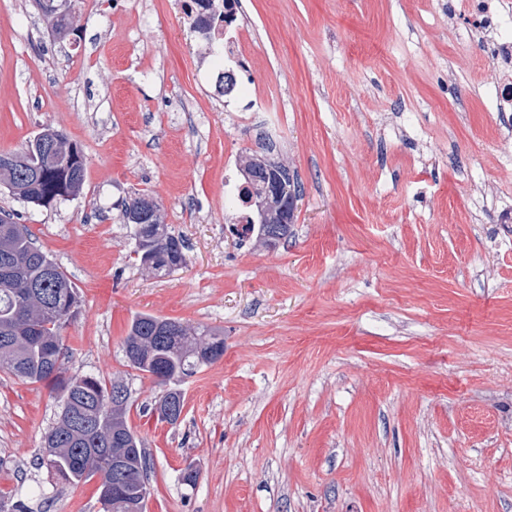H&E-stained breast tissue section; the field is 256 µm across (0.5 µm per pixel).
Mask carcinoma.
Instances as JSON below:
<instances>
[{
    "instance_id": "carcinoma-1",
    "label": "carcinoma",
    "mask_w": 512,
    "mask_h": 512,
    "mask_svg": "<svg viewBox=\"0 0 512 512\" xmlns=\"http://www.w3.org/2000/svg\"><path fill=\"white\" fill-rule=\"evenodd\" d=\"M42 13L60 31L61 0H36ZM41 138L54 145L50 156L36 163L25 153L0 166V185L16 198L47 207L76 195L84 181L81 149L66 135L47 128ZM254 192L260 195L277 176L247 163ZM280 200L269 214L279 224L284 198L300 197L292 178L280 184ZM135 250L140 265L167 275L186 264L182 238L171 234L158 214L136 225ZM81 299L59 264L35 245L13 215L0 217V370L27 383L45 384L59 396V412L45 433L40 465L57 479L78 485L96 477L102 512H143L149 496L146 452L128 424V403L112 400V386L94 374L66 375L69 353L62 329L78 315ZM129 366L149 375L162 388L157 411L171 425L185 408L180 382L201 366L224 356L218 331L194 328L172 319L139 314L123 340Z\"/></svg>"
}]
</instances>
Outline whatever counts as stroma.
<instances>
[{
  "label": "stroma",
  "mask_w": 512,
  "mask_h": 512,
  "mask_svg": "<svg viewBox=\"0 0 512 512\" xmlns=\"http://www.w3.org/2000/svg\"><path fill=\"white\" fill-rule=\"evenodd\" d=\"M249 32L216 89L182 0H71L57 38L33 0H0V153L63 130L85 158L73 197L0 190L75 283L68 372L119 379L147 451L146 512H512V164L460 0H243ZM144 30L137 48L121 30ZM302 187L286 242L239 237L224 186L259 137ZM146 195L187 264L158 277L122 204ZM139 313L224 333L181 384L182 420L128 366ZM54 392L0 371V496L33 512H102L97 479L40 467ZM195 467V485L182 482Z\"/></svg>",
  "instance_id": "obj_1"
}]
</instances>
